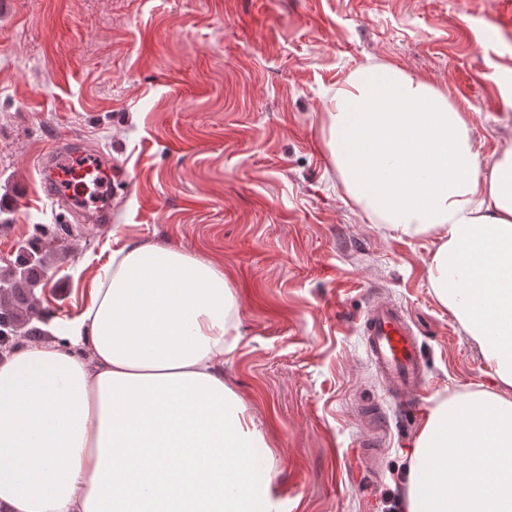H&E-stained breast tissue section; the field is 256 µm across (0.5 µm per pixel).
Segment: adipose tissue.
Masks as SVG:
<instances>
[{"instance_id":"ef3b65f1","label":"adipose tissue","mask_w":512,"mask_h":512,"mask_svg":"<svg viewBox=\"0 0 512 512\" xmlns=\"http://www.w3.org/2000/svg\"><path fill=\"white\" fill-rule=\"evenodd\" d=\"M326 122L353 203L435 240L430 287L495 383L434 400L400 512H512V148L482 177L463 108L393 63ZM233 307L210 262L117 243L78 316L0 360V512H274L273 451L224 382Z\"/></svg>"}]
</instances>
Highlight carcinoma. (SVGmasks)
<instances>
[{
    "mask_svg": "<svg viewBox=\"0 0 512 512\" xmlns=\"http://www.w3.org/2000/svg\"><path fill=\"white\" fill-rule=\"evenodd\" d=\"M47 284V268L42 260L16 261L0 268V315L8 319L11 334L0 337V355H9L19 347L22 329L33 323H45L46 310L37 303L35 289Z\"/></svg>",
    "mask_w": 512,
    "mask_h": 512,
    "instance_id": "obj_1",
    "label": "carcinoma"
}]
</instances>
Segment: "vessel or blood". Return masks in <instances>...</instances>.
Returning a JSON list of instances; mask_svg holds the SVG:
<instances>
[{
    "label": "vessel or blood",
    "instance_id": "b4317fda",
    "mask_svg": "<svg viewBox=\"0 0 512 512\" xmlns=\"http://www.w3.org/2000/svg\"><path fill=\"white\" fill-rule=\"evenodd\" d=\"M41 173L47 178L52 198L87 175H106L99 156L87 153L69 139L54 140L44 152ZM366 353L384 390L399 397L425 381L420 347L402 306L393 301L371 302L362 317Z\"/></svg>",
    "mask_w": 512,
    "mask_h": 512
}]
</instances>
